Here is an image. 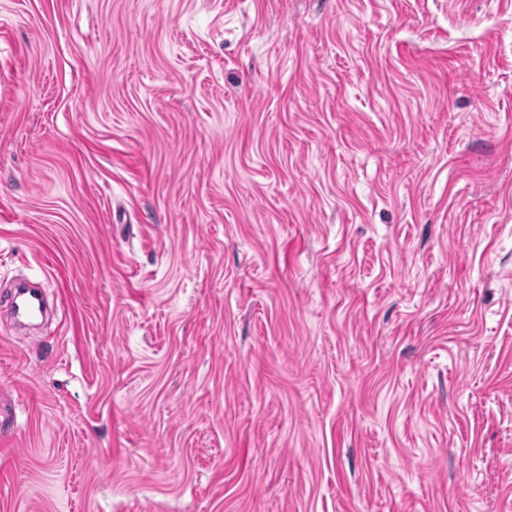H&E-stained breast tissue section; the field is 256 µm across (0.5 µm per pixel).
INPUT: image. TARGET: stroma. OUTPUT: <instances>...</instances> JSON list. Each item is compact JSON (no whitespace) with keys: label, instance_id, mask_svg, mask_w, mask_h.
I'll use <instances>...</instances> for the list:
<instances>
[{"label":"stroma","instance_id":"stroma-1","mask_svg":"<svg viewBox=\"0 0 512 512\" xmlns=\"http://www.w3.org/2000/svg\"><path fill=\"white\" fill-rule=\"evenodd\" d=\"M0 404V512H512V0H0ZM13 310L18 318L34 316L41 311L39 296L31 290H21L14 298Z\"/></svg>","mask_w":512,"mask_h":512}]
</instances>
